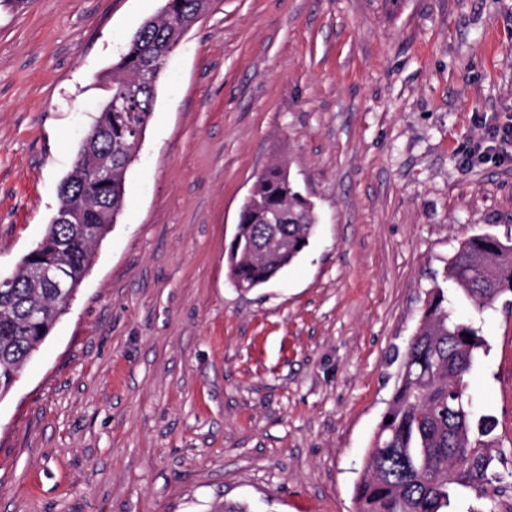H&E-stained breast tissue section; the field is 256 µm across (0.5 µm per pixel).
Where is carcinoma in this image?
I'll use <instances>...</instances> for the list:
<instances>
[{
	"mask_svg": "<svg viewBox=\"0 0 512 512\" xmlns=\"http://www.w3.org/2000/svg\"><path fill=\"white\" fill-rule=\"evenodd\" d=\"M207 3L170 0L169 13L144 21L113 65L109 92L131 94L135 111L101 108L59 188V207L73 215L74 223L49 224L46 246L24 255L19 270L10 276L12 287L0 289V398L9 393L69 305L38 285L30 268L54 261L71 294L79 292L95 244L112 228L106 217L119 216L124 206L125 176L138 150L132 128L144 133L152 119L157 85H142L137 75L164 62ZM104 158L112 159L110 184L94 170ZM255 197L253 210L236 225V245L228 246L225 261L230 282L258 288L303 254L317 216L277 165L256 178ZM284 202L291 220L278 228L288 248L272 262L253 258L267 227L266 212ZM447 282L454 289L451 297L443 287ZM507 294H512V238L503 241L482 233L461 243L448 260L442 283L429 292L403 353L392 397L355 485V512H448L459 497L486 506L468 512H500L497 506L512 501V470H500L506 461L498 449L497 421L474 409L467 381L487 343L474 320L455 314L458 301L482 313ZM34 307L44 310L43 322L29 321Z\"/></svg>",
	"mask_w": 512,
	"mask_h": 512,
	"instance_id": "1",
	"label": "carcinoma"
}]
</instances>
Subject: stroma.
I'll return each instance as SVG.
<instances>
[{"mask_svg": "<svg viewBox=\"0 0 512 512\" xmlns=\"http://www.w3.org/2000/svg\"><path fill=\"white\" fill-rule=\"evenodd\" d=\"M163 0H0V275L59 206ZM512 0H209L163 64L125 205L0 399V512H354L397 359L469 237L512 236ZM284 162L316 232L242 293L224 254ZM469 375L512 464V304ZM510 139L512 140V124L495 125L484 143L477 146L475 154L478 153L480 159L496 155L498 142L509 141Z\"/></svg>", "mask_w": 512, "mask_h": 512, "instance_id": "stroma-1", "label": "stroma"}]
</instances>
